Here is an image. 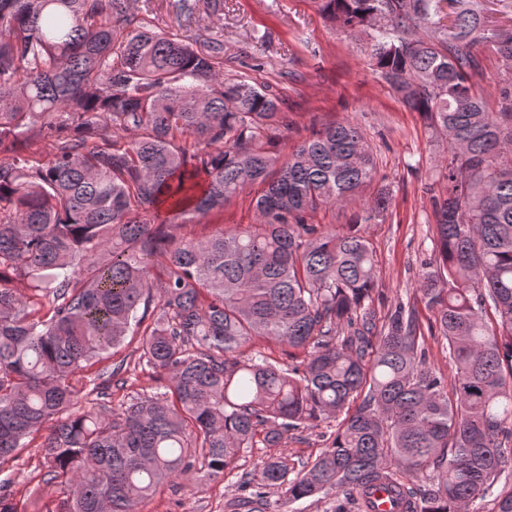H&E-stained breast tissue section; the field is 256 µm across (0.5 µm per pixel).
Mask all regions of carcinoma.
Returning <instances> with one entry per match:
<instances>
[{
    "mask_svg": "<svg viewBox=\"0 0 512 512\" xmlns=\"http://www.w3.org/2000/svg\"><path fill=\"white\" fill-rule=\"evenodd\" d=\"M200 2L176 14L190 23ZM313 3L368 36L378 77L448 145L417 291L453 383L427 366L416 304L380 323L370 308L364 226L388 189L352 224L307 221L373 182L353 122L276 156L262 138L290 113L271 86L220 76L222 43L156 32L131 0H0V463L48 428L39 451L62 496L40 512H137L164 482L228 475L244 449L330 421L313 460L270 455L237 489L262 507L275 488L290 502L333 490L370 512L371 494L406 486L404 512H470L492 494L512 512V484L494 490L512 475V26L482 0ZM247 187L257 223L178 233ZM161 206L182 223H152ZM134 327L166 391L103 417L83 406L101 389L85 372ZM262 339L296 363L253 349Z\"/></svg>",
    "mask_w": 512,
    "mask_h": 512,
    "instance_id": "obj_1",
    "label": "carcinoma"
}]
</instances>
